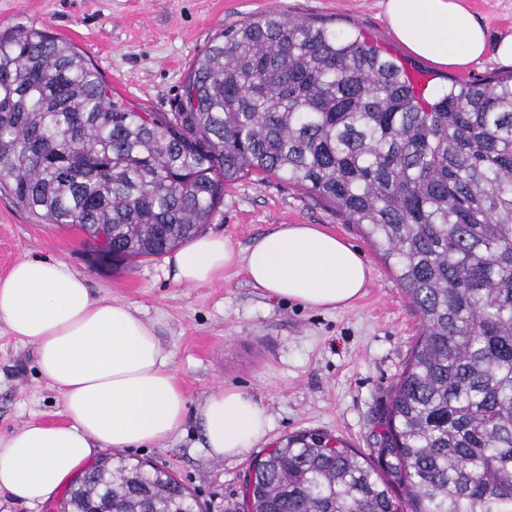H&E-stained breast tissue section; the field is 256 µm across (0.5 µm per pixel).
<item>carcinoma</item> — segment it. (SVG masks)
Returning a JSON list of instances; mask_svg holds the SVG:
<instances>
[{"label": "carcinoma", "instance_id": "carcinoma-1", "mask_svg": "<svg viewBox=\"0 0 512 512\" xmlns=\"http://www.w3.org/2000/svg\"><path fill=\"white\" fill-rule=\"evenodd\" d=\"M264 174L360 228L421 322L375 453L309 431L257 458L247 512H512V76L429 101L369 43L285 13L219 33L176 111L136 112L67 40L0 35V188L112 263L212 222ZM111 512H193L169 471L101 459L71 489Z\"/></svg>", "mask_w": 512, "mask_h": 512}]
</instances>
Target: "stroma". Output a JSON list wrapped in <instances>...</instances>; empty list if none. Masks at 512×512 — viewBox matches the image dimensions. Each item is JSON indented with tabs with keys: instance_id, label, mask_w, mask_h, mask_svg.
I'll list each match as a JSON object with an SVG mask.
<instances>
[{
	"instance_id": "35a3bbf8",
	"label": "stroma",
	"mask_w": 512,
	"mask_h": 512,
	"mask_svg": "<svg viewBox=\"0 0 512 512\" xmlns=\"http://www.w3.org/2000/svg\"><path fill=\"white\" fill-rule=\"evenodd\" d=\"M490 41L512 35V0H462ZM271 11L325 21L377 40L406 65L429 72V88L449 79L479 81L512 74V64L487 51L462 69L438 67L409 53L387 27L382 0H0V32L44 27L66 38L135 110L175 111L201 51L222 29ZM280 224H316L360 251L372 269L352 306L323 311L275 300L253 287L241 266L200 287L176 284L165 258L97 267L93 245L74 226L39 223L0 192V277L18 261L52 256L87 278L99 297L123 302L148 319L162 318L173 370L188 408L216 385L237 388L267 410L261 447L319 431L346 442L365 459L381 430L393 387L419 334L406 293L378 252L333 207L270 177L242 178L206 231L245 249ZM58 395L33 366L32 348L0 323V437L30 421H59ZM194 421L170 439L123 451L130 462L172 470L193 493L196 512H242V487L253 453L209 459Z\"/></svg>"
}]
</instances>
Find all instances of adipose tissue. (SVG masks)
<instances>
[{
  "label": "adipose tissue",
  "instance_id": "1",
  "mask_svg": "<svg viewBox=\"0 0 512 512\" xmlns=\"http://www.w3.org/2000/svg\"><path fill=\"white\" fill-rule=\"evenodd\" d=\"M393 37L414 55L461 68L494 50L512 63V35L489 47L460 0H384ZM174 281L196 287L243 264L267 296L323 310L349 307L371 269L359 251L314 224H281L236 250L221 235L195 238L166 259ZM0 322L35 349V368L60 399L59 423L30 422L0 439V493L36 505L100 454L140 448L179 432L187 400L172 369L162 319L95 296L87 279L50 257L26 258L0 278ZM202 446L215 460L244 455L270 416L248 393L222 386L200 403Z\"/></svg>",
  "mask_w": 512,
  "mask_h": 512
}]
</instances>
